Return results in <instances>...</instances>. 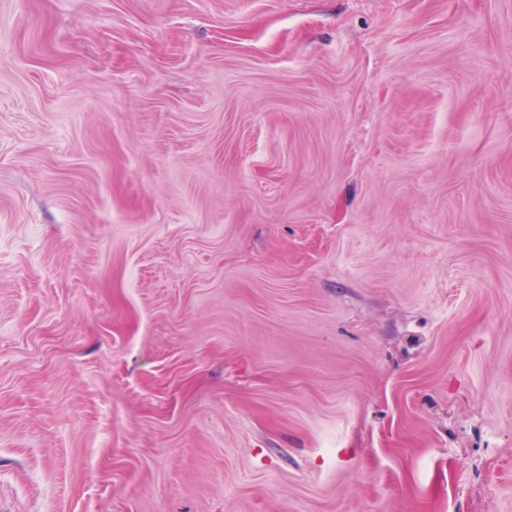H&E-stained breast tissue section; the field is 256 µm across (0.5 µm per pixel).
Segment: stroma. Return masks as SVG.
Returning <instances> with one entry per match:
<instances>
[{"label":"stroma","instance_id":"stroma-1","mask_svg":"<svg viewBox=\"0 0 512 512\" xmlns=\"http://www.w3.org/2000/svg\"><path fill=\"white\" fill-rule=\"evenodd\" d=\"M0 512H512V0H0Z\"/></svg>","mask_w":512,"mask_h":512}]
</instances>
